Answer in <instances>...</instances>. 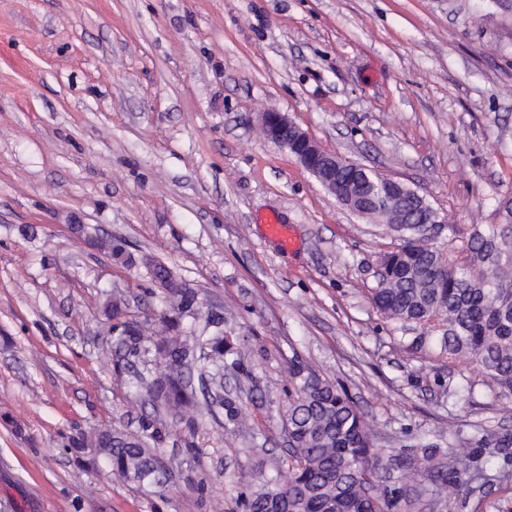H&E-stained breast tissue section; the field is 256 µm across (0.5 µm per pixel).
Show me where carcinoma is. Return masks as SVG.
<instances>
[{
	"instance_id": "obj_1",
	"label": "carcinoma",
	"mask_w": 512,
	"mask_h": 512,
	"mask_svg": "<svg viewBox=\"0 0 512 512\" xmlns=\"http://www.w3.org/2000/svg\"><path fill=\"white\" fill-rule=\"evenodd\" d=\"M339 181L345 196H369L371 217L389 214L398 220L405 214L409 220L390 225L400 243L381 258L374 308L402 328L420 330L406 338L410 348L433 343L452 362L475 363L494 384L495 396L512 397V293L499 290L500 283L512 282V209L503 211L501 224L450 229L444 254L421 233L420 221L429 207L425 199L388 189L374 176L366 184L351 170ZM148 265L153 279L176 299L174 314L164 319L157 336L147 335L134 321L115 325L113 343L126 346L133 357L142 347L156 361L138 375L135 397L193 423L198 402L186 370L192 366L211 377L226 368L246 372L253 349L231 343L224 336L223 319L202 315L198 293L175 282L166 265L153 260ZM288 373L293 393L283 417L295 463L288 475L265 478L243 497V512H394L411 490L389 493L368 480L382 451L374 446L356 403L302 362H290ZM246 400L254 401L253 394L244 399L220 395L217 404L224 407L226 421L234 423ZM74 446L103 456L116 479L138 489L156 484L155 475L163 470L156 448L117 429H95ZM448 466L458 479L470 475L469 460L454 448L448 449Z\"/></svg>"
}]
</instances>
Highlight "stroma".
Segmentation results:
<instances>
[{"instance_id":"stroma-1","label":"stroma","mask_w":512,"mask_h":512,"mask_svg":"<svg viewBox=\"0 0 512 512\" xmlns=\"http://www.w3.org/2000/svg\"><path fill=\"white\" fill-rule=\"evenodd\" d=\"M269 108L416 190L448 226L500 223L512 0H0V512H241L242 492L288 471L292 359L363 412L386 452L378 486L418 488L398 512L512 500L494 479L512 472V446L485 444L512 438V398L476 364L400 345L371 301L397 236L265 139ZM269 213L297 249L264 236ZM151 259L262 346L249 374L224 375L263 393L238 424L218 408L191 430L133 400L112 325L171 315ZM147 422L164 436L160 493L71 446ZM451 445L476 477L450 497L432 473Z\"/></svg>"}]
</instances>
